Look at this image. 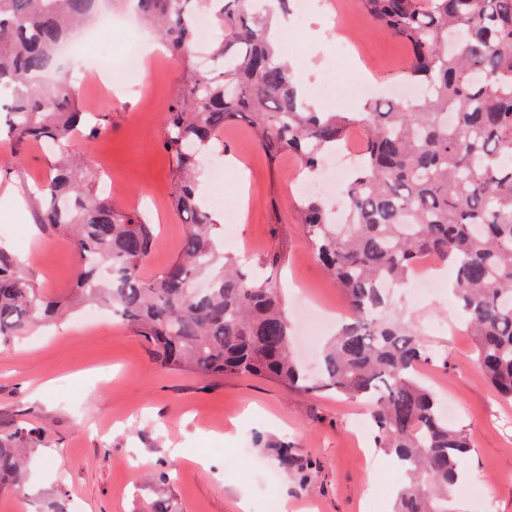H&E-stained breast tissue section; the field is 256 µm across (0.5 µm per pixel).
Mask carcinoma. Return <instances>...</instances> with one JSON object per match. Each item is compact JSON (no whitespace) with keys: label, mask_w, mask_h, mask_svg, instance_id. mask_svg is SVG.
I'll list each match as a JSON object with an SVG mask.
<instances>
[{"label":"carcinoma","mask_w":512,"mask_h":512,"mask_svg":"<svg viewBox=\"0 0 512 512\" xmlns=\"http://www.w3.org/2000/svg\"><path fill=\"white\" fill-rule=\"evenodd\" d=\"M97 2L0 0V120L16 143L42 144L58 158L35 206L40 223L72 236L77 293L110 306L173 369L368 401L374 447L404 476L394 512H460L455 490L466 477L469 439L420 380L431 346L390 317L386 285L410 279L427 254L453 267L476 364L512 398V0H360L379 28L409 45L405 81L420 96L406 112L375 102L355 116L314 111L271 43L272 23L292 0H271L266 10L254 0H127L157 25L187 79L166 112L163 141L186 232L180 255L149 280L140 272L155 225L109 196L90 197L64 162L75 140L98 127L80 130L85 112L58 50ZM201 4L222 31L210 52L219 66L198 64L188 50ZM240 119L270 160L291 153L309 175L354 124L364 129L359 162L342 187L344 219L332 220L316 196L298 206L313 255L351 311L315 374L292 357L275 277L253 279L221 256L220 230L196 179L211 144ZM63 305L0 251V343ZM40 436L27 428L0 434V490L21 487L18 449Z\"/></svg>","instance_id":"cac0c4a2"}]
</instances>
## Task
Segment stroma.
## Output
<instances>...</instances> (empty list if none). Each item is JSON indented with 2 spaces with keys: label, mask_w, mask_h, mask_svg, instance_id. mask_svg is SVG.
<instances>
[{
  "label": "stroma",
  "mask_w": 512,
  "mask_h": 512,
  "mask_svg": "<svg viewBox=\"0 0 512 512\" xmlns=\"http://www.w3.org/2000/svg\"><path fill=\"white\" fill-rule=\"evenodd\" d=\"M300 31L304 40L290 49L311 66L298 80L322 111L364 109L349 66L336 53L346 35L375 77V99L401 87L398 72L409 48L374 24L357 0H341L337 18L308 15ZM157 55L138 84L117 68L108 85L88 82L89 52L70 62L83 109L110 116L93 138L78 139L75 164L100 172L117 205L161 217L143 268L147 278L178 256L185 231L170 201L172 162L162 129L186 76L165 49ZM222 141L202 169L203 183L211 184L214 166L230 153L242 172L227 177L223 210L237 206V181L248 186L244 220L225 231L224 252L273 270L292 323L300 321V289L323 307L345 306L296 222L299 161L289 154L269 161L243 120L225 129ZM48 167L39 146L19 152L0 138V249L47 294L67 298L76 281L73 242L42 226L29 200ZM440 276L442 288L429 296L410 285L397 289L394 307L432 346L435 357L422 367V379L455 405L454 421L471 444L472 492L460 497L462 512H512V400L500 398L479 371L449 289L453 271L442 267ZM86 314L74 307L54 323L0 344V433L24 425L44 431L41 442L24 451V487L0 492V512H50L58 498L67 512H151L162 493L176 499L182 512H240L242 500L250 512H264L269 502L275 512H364L379 488L396 481L390 456L373 444L363 404L331 393L288 391L260 378L211 379L167 368L110 308L94 322ZM282 441L293 445L299 462L316 464L307 482L277 461L273 447ZM244 448L256 468L251 479L240 474ZM198 457L220 466L202 469L194 463ZM163 471L169 484L157 480Z\"/></svg>",
  "instance_id": "obj_1"
}]
</instances>
